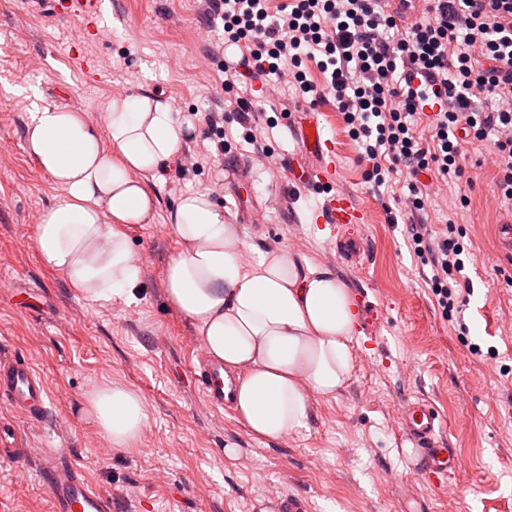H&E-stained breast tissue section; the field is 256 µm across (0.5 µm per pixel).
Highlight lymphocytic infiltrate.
<instances>
[{"label":"lymphocytic infiltrate","instance_id":"obj_1","mask_svg":"<svg viewBox=\"0 0 512 512\" xmlns=\"http://www.w3.org/2000/svg\"><path fill=\"white\" fill-rule=\"evenodd\" d=\"M224 41L247 52L227 86L262 76H290L316 98L331 95L358 143L375 186L406 171V206L424 211L420 181L460 179L467 144L492 140L499 196L512 201V0H429L419 16L393 15L387 0H206ZM321 56L322 87L310 84L303 59ZM427 115L426 130L416 120ZM414 256L430 267V290L453 319L467 301L470 253L454 224L438 230L410 222Z\"/></svg>","mask_w":512,"mask_h":512}]
</instances>
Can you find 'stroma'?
<instances>
[{
	"mask_svg": "<svg viewBox=\"0 0 512 512\" xmlns=\"http://www.w3.org/2000/svg\"><path fill=\"white\" fill-rule=\"evenodd\" d=\"M65 2L41 9L34 0H0V348L27 355L51 395L47 421L31 427L34 460H0V512H51L37 460L54 453L110 494L115 512H261L271 493L303 497L308 512H413L420 503L428 512H512V251L495 233L512 212L495 196L491 145H468L465 180L421 213L436 228L455 220L472 253L463 335L440 313L425 282L430 267L413 256L404 175L394 174L387 189L367 181L333 98L312 105L295 90L269 88L258 117L276 126L258 151L224 109V32L200 0H105L93 36L83 21L58 18ZM145 92L195 122L190 148L200 160L186 175L173 167L150 181L154 219L126 229L143 267L141 292L95 301L38 258L35 226L64 193L25 149L29 97L103 129L112 99ZM209 112L222 113L233 131L223 146L202 134ZM306 117L334 148V192L348 194L365 223H315L324 193L295 186L288 170L289 160L304 158L297 127ZM190 192L211 193L230 213L246 242L244 261L258 251L290 255L334 272L378 308L372 333L355 339L346 386L336 398H311L306 428L284 438L257 437L236 412L203 403L198 334L164 284L181 250L168 215ZM346 237L364 245L350 261L336 256ZM108 380L145 402L138 451L110 447L82 412L88 393ZM417 399L436 410L438 439L462 460L439 489L413 472L401 437L402 408Z\"/></svg>",
	"mask_w": 512,
	"mask_h": 512,
	"instance_id": "1",
	"label": "stroma"
}]
</instances>
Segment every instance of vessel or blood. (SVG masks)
I'll list each match as a JSON object with an SVG mask.
<instances>
[{
    "instance_id": "b4317fda",
    "label": "vessel or blood",
    "mask_w": 512,
    "mask_h": 512,
    "mask_svg": "<svg viewBox=\"0 0 512 512\" xmlns=\"http://www.w3.org/2000/svg\"><path fill=\"white\" fill-rule=\"evenodd\" d=\"M103 9L104 0H69L66 15L86 21L99 18ZM300 141L304 153L316 158L317 164L299 170V182L309 187L335 182L338 170L331 160L333 149L318 121L304 123ZM318 221L343 227L363 223L364 215L348 195L334 193L322 204ZM223 374V364L206 363L197 376L203 402L215 412L231 403L224 393ZM0 405L5 408L0 414V458L26 461L33 441L24 425L46 419L51 396L44 375L24 354L0 351ZM436 420V412L421 400L407 403L402 411V431L413 442L422 470L428 478L440 480L454 475L461 461L454 449L436 441ZM40 476L49 491L52 512H112L111 498L97 491L84 472L63 456L57 454L41 463Z\"/></svg>"
}]
</instances>
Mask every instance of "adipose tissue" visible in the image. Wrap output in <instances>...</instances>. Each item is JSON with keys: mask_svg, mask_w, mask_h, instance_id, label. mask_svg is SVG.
Masks as SVG:
<instances>
[{"mask_svg": "<svg viewBox=\"0 0 512 512\" xmlns=\"http://www.w3.org/2000/svg\"><path fill=\"white\" fill-rule=\"evenodd\" d=\"M107 133L83 113L33 105L26 150L65 192L35 227L44 267L86 297L134 298L142 269L124 231L148 224L160 178L185 140L178 113L161 97L116 98ZM168 227L182 243L164 275L171 305L195 326L206 353L241 371L233 402L257 436L305 428L311 396L336 397L350 378L360 313L330 270L277 252L242 265L245 246L231 215L207 193L181 197ZM86 414L116 448H135L147 420L140 395L106 383Z\"/></svg>", "mask_w": 512, "mask_h": 512, "instance_id": "adipose-tissue-1", "label": "adipose tissue"}]
</instances>
